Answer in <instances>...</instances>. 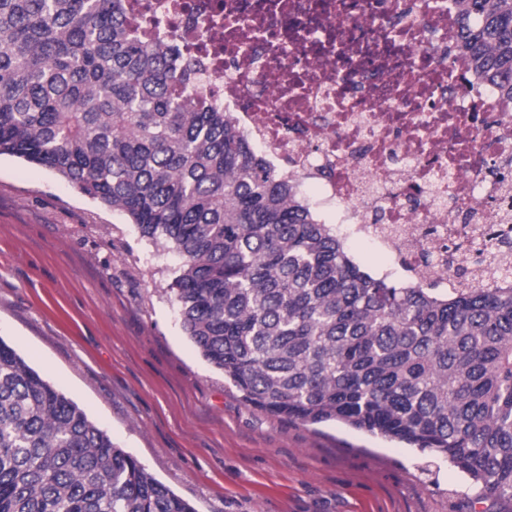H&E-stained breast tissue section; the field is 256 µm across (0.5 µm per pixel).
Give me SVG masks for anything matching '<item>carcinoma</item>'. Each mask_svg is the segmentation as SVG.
<instances>
[{
	"instance_id": "cac0c4a2",
	"label": "carcinoma",
	"mask_w": 512,
	"mask_h": 512,
	"mask_svg": "<svg viewBox=\"0 0 512 512\" xmlns=\"http://www.w3.org/2000/svg\"><path fill=\"white\" fill-rule=\"evenodd\" d=\"M119 0H0V156L53 170L176 252L169 290L246 402L443 457L512 498V281L367 270ZM458 48L512 101V0H457ZM0 512H196L0 339Z\"/></svg>"
}]
</instances>
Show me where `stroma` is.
Listing matches in <instances>:
<instances>
[{
  "mask_svg": "<svg viewBox=\"0 0 512 512\" xmlns=\"http://www.w3.org/2000/svg\"><path fill=\"white\" fill-rule=\"evenodd\" d=\"M179 264L52 170L0 158V338L197 512H512L445 459L245 402L182 330Z\"/></svg>",
  "mask_w": 512,
  "mask_h": 512,
  "instance_id": "35a3bbf8",
  "label": "stroma"
}]
</instances>
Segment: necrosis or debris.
<instances>
[{
    "label": "necrosis or debris",
    "instance_id": "1",
    "mask_svg": "<svg viewBox=\"0 0 512 512\" xmlns=\"http://www.w3.org/2000/svg\"><path fill=\"white\" fill-rule=\"evenodd\" d=\"M311 210L426 288L512 273V102L475 87L456 0H122ZM507 242L488 247V227Z\"/></svg>",
    "mask_w": 512,
    "mask_h": 512
}]
</instances>
